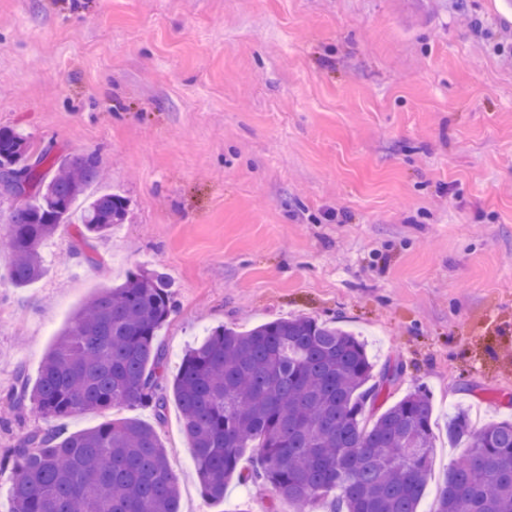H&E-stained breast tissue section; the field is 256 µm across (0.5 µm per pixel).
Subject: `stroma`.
I'll return each instance as SVG.
<instances>
[{
    "label": "stroma",
    "instance_id": "1",
    "mask_svg": "<svg viewBox=\"0 0 512 512\" xmlns=\"http://www.w3.org/2000/svg\"><path fill=\"white\" fill-rule=\"evenodd\" d=\"M502 0H0V127L56 156L95 154L124 224L0 287V462L47 427L7 405L99 288L155 269L176 307L169 373L219 326L299 315L361 335L376 368L432 391L437 448L418 506L463 454L448 419L512 420V12ZM154 425L181 512H295L232 481L209 504L168 401L63 420Z\"/></svg>",
    "mask_w": 512,
    "mask_h": 512
}]
</instances>
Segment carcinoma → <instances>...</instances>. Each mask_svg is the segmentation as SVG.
<instances>
[{"label": "carcinoma", "instance_id": "1", "mask_svg": "<svg viewBox=\"0 0 512 512\" xmlns=\"http://www.w3.org/2000/svg\"><path fill=\"white\" fill-rule=\"evenodd\" d=\"M40 167L39 186L7 219L9 277L17 287L41 279V245L77 221L76 256L125 220L128 201L99 193L75 201L103 178L94 154L58 160L51 147L0 128V166ZM175 308L160 271L131 273L90 296L43 358L31 383L23 373L11 394L21 414L32 405L62 418L114 406L147 407L162 417L173 394L204 496L224 501L227 484L245 479L243 449L257 453L252 479L298 507L320 512H417L435 450L433 405L417 386L376 417L366 415L399 372L374 374L357 335L310 316L240 330L220 326L182 356L169 378L158 328ZM448 440L469 451L448 471L433 512H512V422L472 427L459 408ZM10 512H179L178 484L166 447L150 425L109 420L67 434L31 429L17 441Z\"/></svg>", "mask_w": 512, "mask_h": 512}]
</instances>
